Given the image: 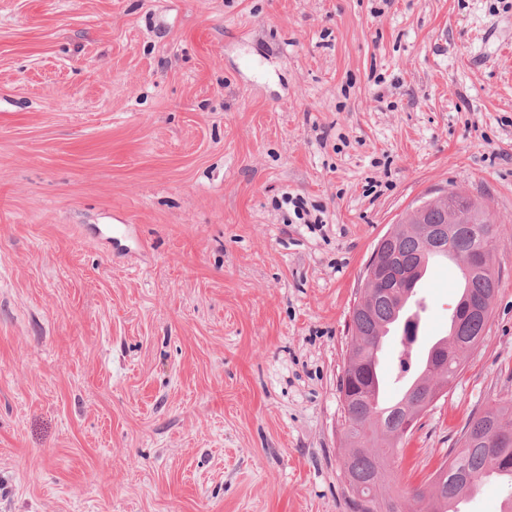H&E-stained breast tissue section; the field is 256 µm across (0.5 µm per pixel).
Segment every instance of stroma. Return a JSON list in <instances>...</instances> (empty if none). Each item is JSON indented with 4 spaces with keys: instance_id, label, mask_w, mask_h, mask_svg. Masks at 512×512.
I'll return each mask as SVG.
<instances>
[{
    "instance_id": "obj_1",
    "label": "stroma",
    "mask_w": 512,
    "mask_h": 512,
    "mask_svg": "<svg viewBox=\"0 0 512 512\" xmlns=\"http://www.w3.org/2000/svg\"><path fill=\"white\" fill-rule=\"evenodd\" d=\"M446 188L497 291L402 499L512 401V0H0V512H351L360 279Z\"/></svg>"
}]
</instances>
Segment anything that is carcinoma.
Returning a JSON list of instances; mask_svg holds the SVG:
<instances>
[{"label":"carcinoma","instance_id":"cac0c4a2","mask_svg":"<svg viewBox=\"0 0 512 512\" xmlns=\"http://www.w3.org/2000/svg\"><path fill=\"white\" fill-rule=\"evenodd\" d=\"M471 221L482 233L469 230L440 243L426 242L413 230L400 233L397 260L389 266L391 287H378L370 295L368 311L354 318L353 339L357 342V360L347 385L349 426L346 453L350 455L348 472L356 489L354 512H370L366 504L378 501L384 512H399L402 506L386 496V474L396 456L408 419L432 393V381H453L461 373L466 353L487 340L486 323L464 312H457L456 328L448 330L442 345L431 357L417 359L418 315L405 311L402 301L410 290L409 284L418 276L424 259L433 252H444L450 259L477 249L493 251V222L488 214H471ZM497 282L495 276L476 274L462 278L461 297L469 303L487 304L489 290ZM397 323L400 351L394 363L396 379L407 387L403 399L394 405L378 409L375 401L373 366L387 328ZM512 425V405L500 402L484 412L471 416L459 439L460 450L444 462L439 471L440 482L433 489L418 490L414 499L421 504L420 512H455L451 502L469 492L486 479L488 470L512 468V434L495 447L485 440Z\"/></svg>","mask_w":512,"mask_h":512}]
</instances>
